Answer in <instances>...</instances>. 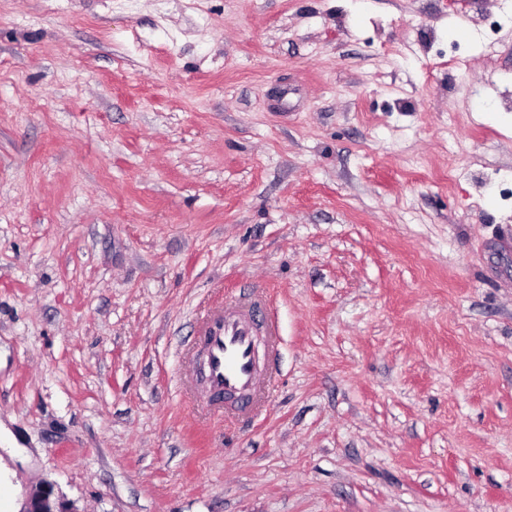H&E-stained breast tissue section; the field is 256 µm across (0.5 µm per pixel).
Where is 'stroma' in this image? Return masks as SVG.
I'll use <instances>...</instances> for the list:
<instances>
[{
	"label": "stroma",
	"instance_id": "35a3bbf8",
	"mask_svg": "<svg viewBox=\"0 0 512 512\" xmlns=\"http://www.w3.org/2000/svg\"><path fill=\"white\" fill-rule=\"evenodd\" d=\"M507 239L512 0H0V512H512ZM261 339L275 355L280 334L266 298L239 299L222 310L204 313L199 337L202 356L193 372L202 385L198 406L211 409L224 402L238 414L255 415L270 384L257 368ZM20 512H73L55 491L53 483L41 481L31 487Z\"/></svg>",
	"mask_w": 512,
	"mask_h": 512
}]
</instances>
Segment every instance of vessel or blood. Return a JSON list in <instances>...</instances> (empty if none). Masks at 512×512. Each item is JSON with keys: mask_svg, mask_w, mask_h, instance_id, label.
I'll use <instances>...</instances> for the list:
<instances>
[{"mask_svg": "<svg viewBox=\"0 0 512 512\" xmlns=\"http://www.w3.org/2000/svg\"><path fill=\"white\" fill-rule=\"evenodd\" d=\"M199 343L201 360L194 369L202 391L200 407L220 403L231 410L255 415L268 386L256 362L259 344L276 353L280 343L277 321L267 299L235 300L202 317Z\"/></svg>", "mask_w": 512, "mask_h": 512, "instance_id": "b4317fda", "label": "vessel or blood"}]
</instances>
